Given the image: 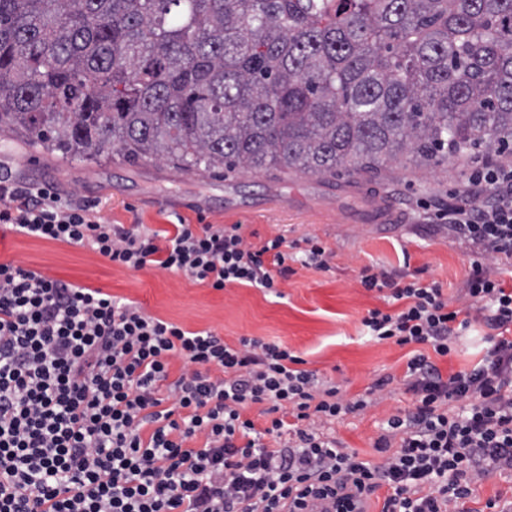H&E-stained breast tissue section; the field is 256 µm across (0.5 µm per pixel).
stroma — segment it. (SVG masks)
Listing matches in <instances>:
<instances>
[{"label": "stroma", "mask_w": 512, "mask_h": 512, "mask_svg": "<svg viewBox=\"0 0 512 512\" xmlns=\"http://www.w3.org/2000/svg\"><path fill=\"white\" fill-rule=\"evenodd\" d=\"M461 169V163L451 161L434 169L395 166L354 177L338 170L337 181L383 192L406 217L395 229L374 231L340 223L336 196L324 190L319 176L292 173L276 178L244 171L216 177L203 170L184 172L163 159L136 165L109 158L85 160L0 132V174L28 184L48 183L64 197L97 204L104 222L148 224L156 230L169 229L181 219L189 224H240L255 244L278 234L291 242L317 240L328 253V266L293 263L291 273L279 279L275 295L239 284L217 291L167 270H131L90 250L8 229L0 231V262L133 300L148 315L189 331L213 332L231 346L242 337L286 346L304 359L306 369L335 381L347 399L367 397L378 379L389 378L378 403L320 425L325 436L378 464L384 455L375 443L383 421L415 407L404 384L414 347L367 336L362 319L368 310L392 312L396 306L386 292L363 288L360 272L374 265L397 281L437 283L452 307H459L470 271L467 245L420 217L415 201L443 198L459 186ZM488 332L484 322L473 323L450 355L435 357L441 374L476 364L488 347Z\"/></svg>", "instance_id": "35a3bbf8"}]
</instances>
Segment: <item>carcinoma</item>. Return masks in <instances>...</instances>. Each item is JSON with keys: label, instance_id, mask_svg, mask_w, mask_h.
Here are the masks:
<instances>
[{"label": "carcinoma", "instance_id": "carcinoma-1", "mask_svg": "<svg viewBox=\"0 0 512 512\" xmlns=\"http://www.w3.org/2000/svg\"><path fill=\"white\" fill-rule=\"evenodd\" d=\"M0 130L183 171L512 147V0H0Z\"/></svg>", "mask_w": 512, "mask_h": 512}]
</instances>
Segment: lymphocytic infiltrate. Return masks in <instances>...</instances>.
<instances>
[{"instance_id": "lymphocytic-infiltrate-1", "label": "lymphocytic infiltrate", "mask_w": 512, "mask_h": 512, "mask_svg": "<svg viewBox=\"0 0 512 512\" xmlns=\"http://www.w3.org/2000/svg\"><path fill=\"white\" fill-rule=\"evenodd\" d=\"M416 206L469 246L464 303L450 308L438 284H403L366 267L364 288H389L406 306L370 310L363 326L441 356L473 320L499 335L477 366L446 378L424 354L408 360L416 405L386 420L380 464L321 437L315 419L367 403L345 401L287 348L248 337L232 347L102 289L0 262V512H305L313 498L354 512L355 500L384 486L380 512H464L473 484L512 471V290L499 279L501 261H512V157L472 155L447 205ZM0 224L218 291H272L290 271L284 235L257 246L238 224L179 223L164 235L107 224L94 204L48 184L1 179ZM253 404L267 405L270 427L244 418ZM200 436L203 447H190Z\"/></svg>"}]
</instances>
